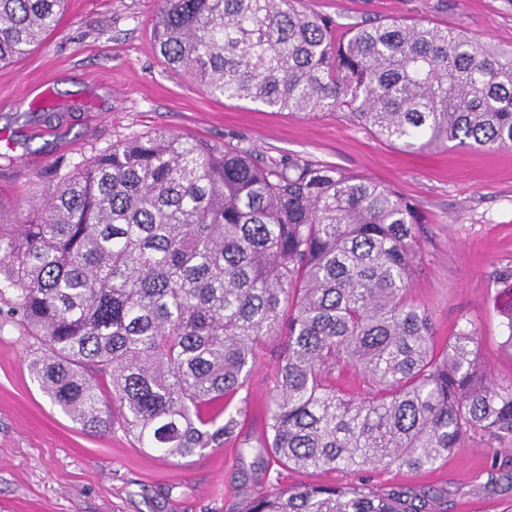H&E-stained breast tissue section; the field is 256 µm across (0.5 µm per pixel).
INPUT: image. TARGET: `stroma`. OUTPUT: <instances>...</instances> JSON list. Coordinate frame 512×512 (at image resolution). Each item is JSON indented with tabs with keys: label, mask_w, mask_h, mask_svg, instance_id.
<instances>
[{
	"label": "stroma",
	"mask_w": 512,
	"mask_h": 512,
	"mask_svg": "<svg viewBox=\"0 0 512 512\" xmlns=\"http://www.w3.org/2000/svg\"><path fill=\"white\" fill-rule=\"evenodd\" d=\"M338 30L393 17L512 46V0H301ZM157 0H68L30 54L0 68V219L30 211L47 183L131 134L169 130L230 143L261 161L303 157L389 186L423 217L413 296L439 340L474 323L484 365L512 380L490 275L512 267V149L406 152L340 113L302 119L206 94L170 70L151 28ZM23 328L0 327V512H239L245 498L305 483L440 493L429 512H512V450L473 439L432 469L310 473L266 465L262 434L280 336L268 337L241 395L252 449L160 458L122 431L81 430L27 368Z\"/></svg>",
	"instance_id": "35a3bbf8"
}]
</instances>
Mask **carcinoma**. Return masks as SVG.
<instances>
[{
	"label": "carcinoma",
	"mask_w": 512,
	"mask_h": 512,
	"mask_svg": "<svg viewBox=\"0 0 512 512\" xmlns=\"http://www.w3.org/2000/svg\"><path fill=\"white\" fill-rule=\"evenodd\" d=\"M65 2L0 0V65L32 52ZM296 3L159 0L154 42L213 96L342 111L405 150L512 148V47L425 21L339 32ZM419 224L397 192L334 166L129 136L0 222V322L33 337L30 374L82 430L167 458L247 445L246 411L229 406L279 335L259 441L279 466L421 470L469 438L511 447L512 381L484 369L476 327L439 347L410 296ZM492 284L512 354V267ZM348 372L367 396L339 385ZM416 499L305 484L239 512H420Z\"/></svg>",
	"instance_id": "1"
}]
</instances>
